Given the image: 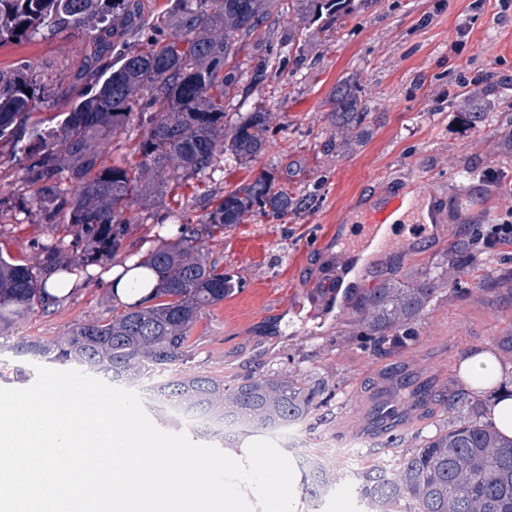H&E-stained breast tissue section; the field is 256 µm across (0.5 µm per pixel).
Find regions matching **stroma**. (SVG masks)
<instances>
[{
    "mask_svg": "<svg viewBox=\"0 0 512 512\" xmlns=\"http://www.w3.org/2000/svg\"><path fill=\"white\" fill-rule=\"evenodd\" d=\"M354 10L332 27L308 24L304 6L272 13L261 40L251 41L240 94L226 105L229 120L263 108L271 114L264 153L254 161H225L209 180L171 175L172 189L157 207L131 211L129 242L150 253L170 240L173 224L197 223L210 193L270 172L276 188L309 199V208L279 220L264 216L200 235L209 258L234 274L241 288L202 310L195 345L171 365L173 378L208 375L232 385L276 373L306 387L329 383L332 394L302 422L303 435L285 454L311 459L339 476L369 465L393 470L417 446L469 416L449 408L462 395V356L475 347L512 363V254L496 252L482 267L461 256L450 265L454 287L414 321L409 346L378 354L355 334L347 306L326 315L309 308L270 307L271 293L316 288L340 245L336 227L364 218L384 193L437 192L443 236L426 237L407 252L365 253L382 277L438 266L457 235L475 239L486 224H512V7L498 0H353ZM86 51L78 36L47 33L0 43V70L24 71L55 92L66 90ZM266 61L268 75L254 83L252 69ZM503 79L502 94L487 97L488 121L469 124V96L481 94L488 71ZM357 90L368 114L355 129L329 119L337 83ZM41 226H0V249L36 259ZM112 297L96 282L59 306L0 323V387L26 388L35 362L15 354L32 341L64 338L80 323L112 316ZM391 390L401 413L392 429L370 422L377 389ZM425 401H416L415 391ZM360 440L353 461L338 445Z\"/></svg>",
    "mask_w": 512,
    "mask_h": 512,
    "instance_id": "obj_1",
    "label": "stroma"
}]
</instances>
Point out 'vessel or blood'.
Wrapping results in <instances>:
<instances>
[{
	"label": "vessel or blood",
	"instance_id": "obj_1",
	"mask_svg": "<svg viewBox=\"0 0 512 512\" xmlns=\"http://www.w3.org/2000/svg\"><path fill=\"white\" fill-rule=\"evenodd\" d=\"M433 195L419 189L415 198L387 196L378 200L372 215L358 224H340L336 230L344 238L346 248L336 257V269L323 289L320 303L331 309L357 285L360 269L358 256L362 251L382 252L391 242L413 245L438 230L439 224L431 210ZM379 424H391L399 410L398 402L387 392L380 391L375 400Z\"/></svg>",
	"mask_w": 512,
	"mask_h": 512
}]
</instances>
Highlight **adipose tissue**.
Here are the masks:
<instances>
[{"label":"adipose tissue","instance_id":"adipose-tissue-1","mask_svg":"<svg viewBox=\"0 0 512 512\" xmlns=\"http://www.w3.org/2000/svg\"><path fill=\"white\" fill-rule=\"evenodd\" d=\"M459 374L467 391L494 392L489 419L502 434L512 438V371L492 353L472 351L462 358Z\"/></svg>","mask_w":512,"mask_h":512}]
</instances>
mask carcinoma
<instances>
[{"label": "carcinoma", "mask_w": 512, "mask_h": 512, "mask_svg": "<svg viewBox=\"0 0 512 512\" xmlns=\"http://www.w3.org/2000/svg\"><path fill=\"white\" fill-rule=\"evenodd\" d=\"M283 0H173L144 43L117 44L145 34L141 0H0V42L30 40L47 30L87 36L89 48L71 84L67 109L39 118L34 109L50 94L26 74L0 70V159L16 175L8 211L14 222L38 224L52 234L37 261L0 250V321L46 308L43 279L57 269L82 270L113 261L129 235L128 214L162 203L170 175L205 180L224 168V155L249 163L266 147L271 113L238 115L224 133V103L239 95L237 56L265 29ZM31 94H26L25 90ZM331 121L356 128L365 107L345 84L331 94ZM141 128L137 161L102 163L104 147L132 124ZM65 146L58 155L57 143ZM309 201L258 175L238 188L209 197L199 220L213 234L247 215L275 220L298 214ZM198 232L185 226L176 242L154 248L149 262L159 287L105 321L75 326L60 341L26 347L48 362L91 369L112 377V362L137 364L131 379L152 380L193 347L201 310L224 301L238 282L198 252ZM453 282L434 269L416 271L407 283L379 278L348 296L356 335L381 353L408 346L401 329L416 320ZM200 414L221 413L238 436H252L302 422L325 391L300 387L279 374L248 378L233 386L211 376ZM356 492L370 512H389L402 500L407 512H512V439L489 421L467 419L432 436L391 472L373 465L352 473ZM336 479L312 464L303 471V493L321 499Z\"/></svg>", "instance_id": "1"}]
</instances>
